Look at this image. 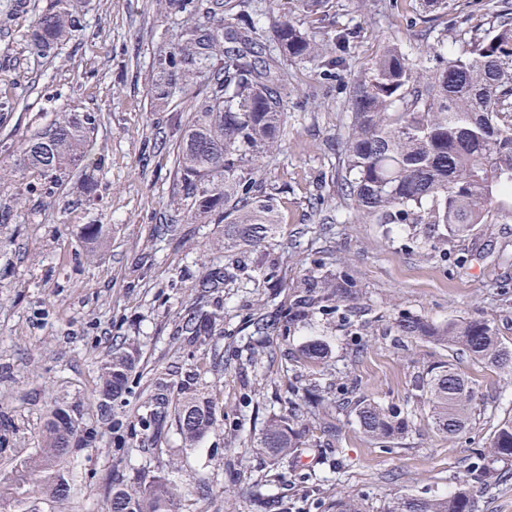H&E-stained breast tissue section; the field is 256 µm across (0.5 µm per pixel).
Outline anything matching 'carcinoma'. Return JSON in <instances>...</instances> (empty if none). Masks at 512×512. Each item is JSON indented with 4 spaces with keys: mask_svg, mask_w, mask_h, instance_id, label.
Listing matches in <instances>:
<instances>
[{
    "mask_svg": "<svg viewBox=\"0 0 512 512\" xmlns=\"http://www.w3.org/2000/svg\"><path fill=\"white\" fill-rule=\"evenodd\" d=\"M171 9L191 22L181 44L154 62L152 104L169 108L173 91L208 77L209 91L200 98L184 129L177 155L179 181L186 191L192 219L200 224H224V247L256 244L275 232L273 197L258 189L252 165L278 145L284 124V86L275 83L271 65L252 54L256 25L252 0H227L223 29L199 23L200 0H169ZM273 23L279 52L306 61L327 76L346 67L354 27H339L324 40L316 37L296 11L316 14L327 0H289ZM82 27L72 0H52L24 33L34 52L45 55L73 39ZM350 122L344 141L345 170L337 177V192L349 197L356 213L373 224H423L425 240L464 237L477 224L500 218L512 220V0H487L480 22L472 26L465 47L453 56L442 42L411 56L398 44L387 43L356 76L349 96ZM96 116L73 114L29 139L21 148L18 167L43 180L68 168L84 171L81 192L91 190L97 161L85 143L96 128ZM245 272L235 265H217L193 282L209 293ZM357 284L346 267L330 270L314 259L297 282L288 312L295 324L316 310L344 303L349 319L356 309ZM224 321L220 306L200 305L182 320L178 333L189 344H202ZM400 336H422L445 345L490 368L512 369V347L483 318L435 324L407 313L394 318ZM326 348L311 343L300 360L317 366ZM133 356L112 348L101 365L99 408L133 393L137 384ZM201 367L190 368L176 381L154 376L140 412L112 426L141 434L152 446L162 444L164 430L175 422L185 442H199L218 422L217 396L199 389ZM418 388L427 403L434 429L445 437L465 430L474 416L475 391L463 374L449 365L423 373ZM288 391L304 404L330 416L331 399L319 390L288 383ZM363 433L380 441L401 439L409 416L367 399L354 403ZM42 448L11 471L0 474V498L17 503L39 495L62 505L73 483L67 461L81 440L75 411L56 406L49 411ZM304 435L284 421L272 422L261 447L283 457L295 456ZM493 456L512 460V419L496 425ZM176 494L158 477L149 482L114 485L105 512H175ZM389 512H473L469 484H459L444 497H401Z\"/></svg>",
    "mask_w": 512,
    "mask_h": 512,
    "instance_id": "1",
    "label": "carcinoma"
}]
</instances>
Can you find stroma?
<instances>
[{
    "instance_id": "obj_1",
    "label": "stroma",
    "mask_w": 512,
    "mask_h": 512,
    "mask_svg": "<svg viewBox=\"0 0 512 512\" xmlns=\"http://www.w3.org/2000/svg\"><path fill=\"white\" fill-rule=\"evenodd\" d=\"M0 0V470L37 448L51 406L78 410L84 445L70 462L74 494L64 512H102L113 484L133 477L166 478L180 512H336L340 495L365 512H386L400 497L445 495L466 480L475 512H512V479L483 476L494 464L491 433L512 416V370L484 367L424 339L398 336L390 325L406 312L440 324L482 317L512 346V221L475 225L445 244H418L403 224H371L355 216L336 191L344 170L349 123L347 73L323 79L313 64L280 57L269 22L254 49L277 56L288 86L287 122L278 148L257 161L254 177L276 188L277 232L256 245L224 248V227L197 224L181 198L176 156L181 132L206 92V79L177 92L169 109L151 105L153 62L180 40V18L166 0H75L83 15L77 36L54 52L34 54L23 30L50 0ZM450 15L428 13L417 0H328V15L308 28L360 24L350 67L359 70L388 42L418 53L423 37H442L445 54L462 46L478 0H458ZM91 113L97 126L88 151L101 159L91 195L78 191L79 171L57 183L22 177L19 147L65 112ZM104 236L89 252L82 229ZM345 264L367 315L342 321L313 313L291 330L254 334L256 312L287 311L311 259ZM245 264L214 296L224 320L204 344L187 346L176 327L196 300L191 276L216 264ZM325 342L320 366L297 360L302 347ZM137 360L139 390L155 372L169 376L224 352L223 368L201 382L224 391V422L194 446L169 428L160 451L138 436L100 427L95 390L113 346ZM451 364L475 390L474 419L458 435H439L414 381L427 367ZM331 386L337 432L309 441L298 458L261 448L270 421L287 419L289 378ZM370 399L408 413L407 435L392 443L369 439L351 404Z\"/></svg>"
}]
</instances>
